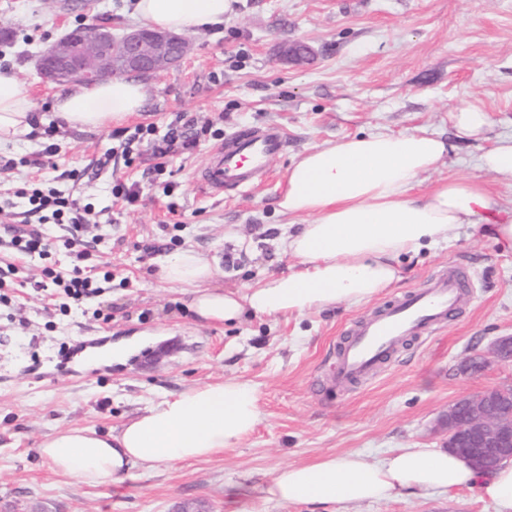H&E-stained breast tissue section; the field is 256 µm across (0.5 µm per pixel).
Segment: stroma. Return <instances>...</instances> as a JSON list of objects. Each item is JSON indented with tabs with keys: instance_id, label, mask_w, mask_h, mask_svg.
Returning <instances> with one entry per match:
<instances>
[{
	"instance_id": "35a3bbf8",
	"label": "stroma",
	"mask_w": 512,
	"mask_h": 512,
	"mask_svg": "<svg viewBox=\"0 0 512 512\" xmlns=\"http://www.w3.org/2000/svg\"><path fill=\"white\" fill-rule=\"evenodd\" d=\"M122 35L134 27V0H0V71L12 72L37 101L40 123L27 141L0 145L15 167L0 173V231L22 225L18 188L44 184L90 205L87 265L111 271L99 293L61 310V298L34 289L39 259L20 262L0 302V512H311L305 504L265 501L261 490L288 464L357 452L376 461L400 448H439L449 403L484 388L512 385V363L464 374L461 364L512 336V255L465 225L447 242L404 256L396 287L370 302L301 316H255L198 324L189 298L154 274L158 258L192 247L219 267L216 286L238 290L287 272L294 260L278 240L288 234L278 202L288 170L306 151L383 130L427 132L451 149L424 187L474 178L512 202V184L476 160L512 137V0H237L224 25L191 35L192 49L170 70L143 79L141 112L122 124L71 128L54 118L59 85L42 79L36 59L88 20ZM303 43V63L280 58ZM475 103L489 115L484 139L461 135L451 112ZM286 130L285 150L239 192L203 190L197 173L218 146L214 129ZM153 126L193 132L198 145L158 161L141 148L132 164H104L119 148L118 129ZM58 144L56 157L41 154ZM138 183L136 206L116 201V181ZM245 247L224 238L226 228ZM179 245H172V236ZM467 266L472 286L456 317L427 337L403 342L391 361L359 384L336 379L339 336L449 266ZM125 348L116 361L88 363L89 352ZM228 378L255 384L262 421L239 448L210 459L135 467L118 487L89 486L58 474L38 453L55 430H119L163 396ZM330 512H496L476 492L425 491L406 500L336 504Z\"/></svg>"
}]
</instances>
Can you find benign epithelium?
Here are the masks:
<instances>
[{
	"label": "benign epithelium",
	"instance_id": "7a95c632",
	"mask_svg": "<svg viewBox=\"0 0 512 512\" xmlns=\"http://www.w3.org/2000/svg\"><path fill=\"white\" fill-rule=\"evenodd\" d=\"M91 27L97 35L95 44L81 48L73 32H68L39 57V74L67 85L157 73L179 65L190 51L188 38L167 31L131 28L116 38L107 26ZM493 362L512 363V336L496 339L488 354L469 359L462 372H481ZM437 429L446 436L448 451L462 454L480 473L512 461V386L487 388L454 401L439 418Z\"/></svg>",
	"mask_w": 512,
	"mask_h": 512
}]
</instances>
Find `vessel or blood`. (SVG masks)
<instances>
[{
    "mask_svg": "<svg viewBox=\"0 0 512 512\" xmlns=\"http://www.w3.org/2000/svg\"><path fill=\"white\" fill-rule=\"evenodd\" d=\"M284 148L278 126L238 131L212 151L198 180L213 193L239 190ZM470 285L466 272L452 266L431 287L412 290L381 312L353 324L338 348L337 380L354 383L373 376L391 360L401 341L422 337L451 320Z\"/></svg>",
    "mask_w": 512,
    "mask_h": 512,
    "instance_id": "obj_1",
    "label": "vessel or blood"
}]
</instances>
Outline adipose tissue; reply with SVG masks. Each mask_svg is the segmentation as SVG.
Wrapping results in <instances>:
<instances>
[{
	"label": "adipose tissue",
	"instance_id": "1",
	"mask_svg": "<svg viewBox=\"0 0 512 512\" xmlns=\"http://www.w3.org/2000/svg\"><path fill=\"white\" fill-rule=\"evenodd\" d=\"M233 0H136L146 28L196 33L223 26ZM141 82L115 78L77 84L52 99L66 126L96 129L140 111ZM37 102L11 74H0V145L30 136ZM440 137L376 132L315 147L288 170L278 208L295 225L281 240L294 258L289 272L242 291L214 284L216 266L188 248L158 262L161 280L191 296L193 312L208 322H240L256 315H302L336 305L368 302L399 281L398 259L436 247L463 225L483 226L498 248L512 253V207L482 183L448 178L418 193L423 175L447 156ZM261 421L255 385L237 379L193 386L147 408L118 434L64 428L39 453L52 467L88 484H122L134 467L208 459L238 447ZM468 488L512 512V462L488 473L441 448H402L374 461L348 452L280 468L262 490L265 500L316 507L406 499L420 491Z\"/></svg>",
	"mask_w": 512,
	"mask_h": 512
}]
</instances>
